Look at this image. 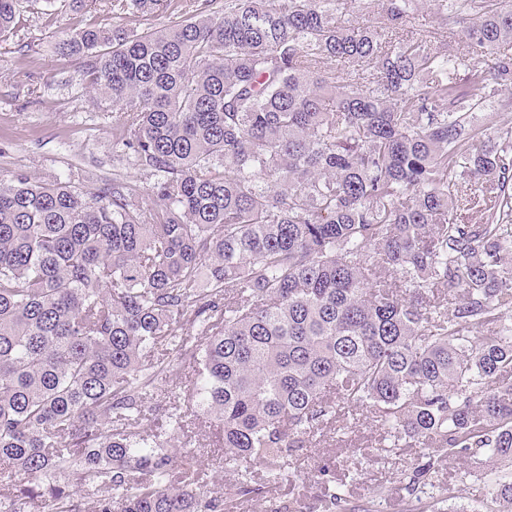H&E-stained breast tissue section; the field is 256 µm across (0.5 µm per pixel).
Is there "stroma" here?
Returning <instances> with one entry per match:
<instances>
[{"label": "stroma", "instance_id": "stroma-1", "mask_svg": "<svg viewBox=\"0 0 512 512\" xmlns=\"http://www.w3.org/2000/svg\"><path fill=\"white\" fill-rule=\"evenodd\" d=\"M185 5L186 0H165L159 13L132 8L118 17L112 0H93L80 13L68 0H31L15 28L0 36V174L22 173L43 182L68 178L94 191L118 174L137 187L140 206L150 209L153 176L133 166L117 146L111 100L83 88L79 64L56 50L57 34L89 24L135 32L180 19ZM191 436L214 487L235 483L213 429L196 425ZM381 438L380 425L368 412L345 436L314 437L311 447L293 456L291 481L252 494L243 512H279L284 506L289 512H315L330 480L347 485L357 512H492L486 484L491 463L458 456L438 467L431 487L415 492L410 477L419 449L370 454ZM444 489L450 492L446 501L440 496Z\"/></svg>", "mask_w": 512, "mask_h": 512}]
</instances>
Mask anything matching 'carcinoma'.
I'll return each instance as SVG.
<instances>
[{
	"label": "carcinoma",
	"instance_id": "cac0c4a2",
	"mask_svg": "<svg viewBox=\"0 0 512 512\" xmlns=\"http://www.w3.org/2000/svg\"><path fill=\"white\" fill-rule=\"evenodd\" d=\"M224 0L161 27L60 32L150 211L0 177V512H227L354 412L386 448L463 453L512 512V0ZM20 0H0V36ZM495 55L489 69L477 65ZM189 361L195 402L148 399ZM222 432L210 487L188 425ZM348 499L329 487L321 512Z\"/></svg>",
	"mask_w": 512,
	"mask_h": 512
}]
</instances>
